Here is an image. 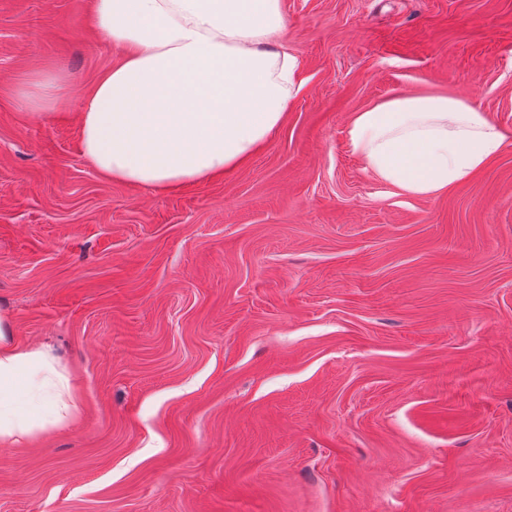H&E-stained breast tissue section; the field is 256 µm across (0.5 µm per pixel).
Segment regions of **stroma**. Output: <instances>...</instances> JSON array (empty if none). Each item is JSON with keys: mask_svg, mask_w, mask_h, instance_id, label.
I'll list each match as a JSON object with an SVG mask.
<instances>
[{"mask_svg": "<svg viewBox=\"0 0 512 512\" xmlns=\"http://www.w3.org/2000/svg\"><path fill=\"white\" fill-rule=\"evenodd\" d=\"M303 87L171 192L104 180L93 0H0V310L78 409L0 448V512H512V0H282ZM62 72V112L18 89ZM453 95L508 139L418 199L354 113Z\"/></svg>", "mask_w": 512, "mask_h": 512, "instance_id": "35a3bbf8", "label": "stroma"}]
</instances>
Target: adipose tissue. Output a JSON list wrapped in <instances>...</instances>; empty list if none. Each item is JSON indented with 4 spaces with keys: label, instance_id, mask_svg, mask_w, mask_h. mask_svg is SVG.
I'll use <instances>...</instances> for the list:
<instances>
[{
    "label": "adipose tissue",
    "instance_id": "obj_1",
    "mask_svg": "<svg viewBox=\"0 0 512 512\" xmlns=\"http://www.w3.org/2000/svg\"><path fill=\"white\" fill-rule=\"evenodd\" d=\"M94 23L122 54L79 120L83 154L108 180L170 190L223 176L261 148L302 87L280 0H95ZM66 82L37 74L22 97L34 110L57 106ZM347 139L375 178L431 198L482 169L505 133L461 99L407 92L355 113ZM72 407L55 359L16 344L0 314V446Z\"/></svg>",
    "mask_w": 512,
    "mask_h": 512
}]
</instances>
